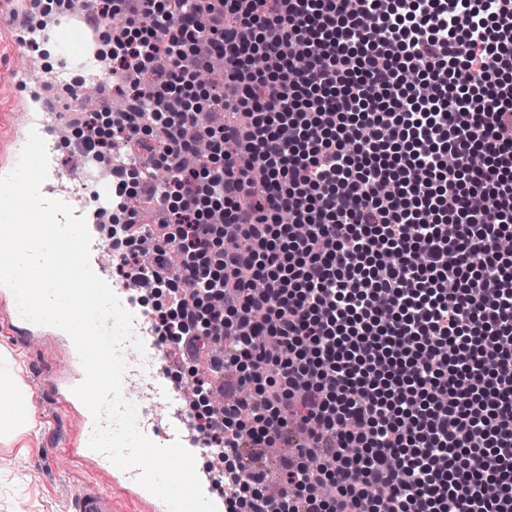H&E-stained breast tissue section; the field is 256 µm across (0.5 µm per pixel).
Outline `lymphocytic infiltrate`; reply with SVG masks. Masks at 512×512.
<instances>
[{
    "label": "lymphocytic infiltrate",
    "instance_id": "lymphocytic-infiltrate-1",
    "mask_svg": "<svg viewBox=\"0 0 512 512\" xmlns=\"http://www.w3.org/2000/svg\"><path fill=\"white\" fill-rule=\"evenodd\" d=\"M133 110L89 154L150 135L171 184L156 330L238 372L190 424L236 463L228 512H512V0H106ZM229 93L190 92L212 59ZM230 111V123H200ZM109 117L111 137L99 121Z\"/></svg>",
    "mask_w": 512,
    "mask_h": 512
}]
</instances>
